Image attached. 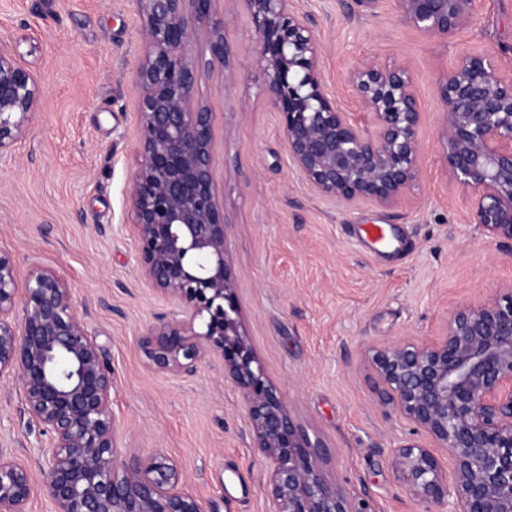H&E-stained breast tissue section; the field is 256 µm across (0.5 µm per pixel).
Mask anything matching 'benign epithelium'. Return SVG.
Returning <instances> with one entry per match:
<instances>
[{"label":"benign epithelium","mask_w":512,"mask_h":512,"mask_svg":"<svg viewBox=\"0 0 512 512\" xmlns=\"http://www.w3.org/2000/svg\"><path fill=\"white\" fill-rule=\"evenodd\" d=\"M215 2L136 0L143 52L130 224L146 285L190 310L187 320L157 318L141 344L166 372L192 374L210 355L220 357L224 378L244 397L253 447L270 463L267 490L278 512H353L325 474V447L292 417L242 322L213 180L214 112L197 95L202 70L229 64ZM292 2L247 0L259 74L290 158L322 196L392 207L419 173L421 112L409 68L370 59L349 70L374 122L371 130L359 126L327 91L315 30ZM393 2L429 35L445 37L473 18L474 0ZM437 89L448 174L474 198L483 234L512 253V77L490 55L462 54ZM40 99L31 70L0 44V156L27 135ZM367 358L381 399L452 461L450 477L430 449H394L409 491L448 512H512V284L453 310L440 339L372 346ZM3 376L20 383L27 414L52 435L42 472L55 512H204L178 490L175 465L117 452L112 376L68 283L38 268L20 297L14 261L0 252ZM31 493L27 467L0 452V512H27Z\"/></svg>","instance_id":"obj_1"}]
</instances>
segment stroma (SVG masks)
I'll list each match as a JSON object with an SVG mask.
<instances>
[{
	"label": "stroma",
	"mask_w": 512,
	"mask_h": 512,
	"mask_svg": "<svg viewBox=\"0 0 512 512\" xmlns=\"http://www.w3.org/2000/svg\"><path fill=\"white\" fill-rule=\"evenodd\" d=\"M295 3L316 30L327 89L360 124L370 116L348 71L371 57L409 67L421 170L390 209L315 194L263 89L246 0H219L231 68L211 69L198 88L214 112L215 188L246 332L296 421L327 445L325 473L355 512H444L414 497L392 465L393 448L431 439L381 402L365 350L436 340L457 306L512 283V256L474 224L472 200L444 167L437 93L463 53L512 67V0H476L471 22L446 37L420 32L392 0ZM1 39L42 91L28 136L0 159V251L18 284L37 265L69 283L112 372L121 456L174 462L205 512H277L268 463L220 359L180 377L157 371L141 346L158 317L189 311L142 284L128 219L142 54L135 0H0ZM369 224L382 225L381 239L364 234ZM50 441L25 413L19 383L0 379V448L31 473L28 512H54L40 469Z\"/></svg>",
	"instance_id": "35a3bbf8"
}]
</instances>
